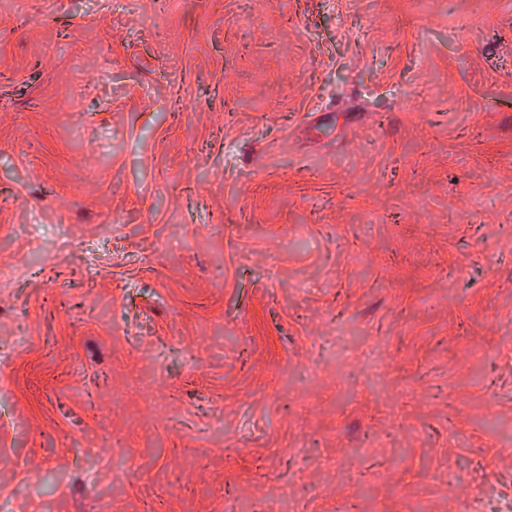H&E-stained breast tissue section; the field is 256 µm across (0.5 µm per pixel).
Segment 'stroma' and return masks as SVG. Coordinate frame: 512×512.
<instances>
[{"label":"stroma","mask_w":512,"mask_h":512,"mask_svg":"<svg viewBox=\"0 0 512 512\" xmlns=\"http://www.w3.org/2000/svg\"><path fill=\"white\" fill-rule=\"evenodd\" d=\"M11 512H512V0H0Z\"/></svg>","instance_id":"1"}]
</instances>
